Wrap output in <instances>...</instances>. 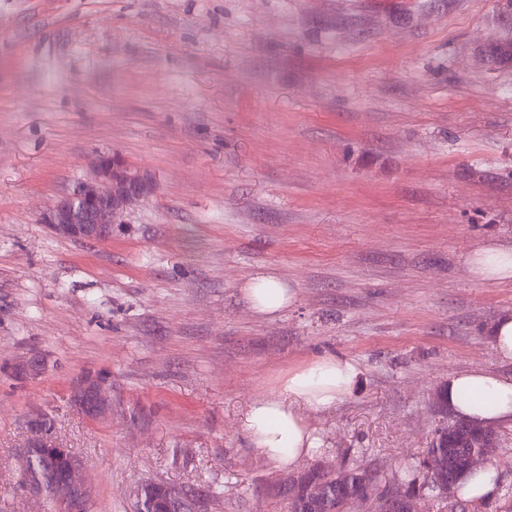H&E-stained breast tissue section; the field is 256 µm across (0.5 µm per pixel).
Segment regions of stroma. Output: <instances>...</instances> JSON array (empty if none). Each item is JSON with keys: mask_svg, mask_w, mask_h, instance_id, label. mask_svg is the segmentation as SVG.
Returning <instances> with one entry per match:
<instances>
[{"mask_svg": "<svg viewBox=\"0 0 512 512\" xmlns=\"http://www.w3.org/2000/svg\"><path fill=\"white\" fill-rule=\"evenodd\" d=\"M505 43L512 0H0V505L47 512L18 454L49 415L90 512H133L146 480L204 512H289L314 466L419 456L449 373L511 375L490 330L512 278L468 265L512 246ZM100 152L152 192L107 242L55 236L42 213ZM267 271L296 292L274 316L244 298ZM331 355L359 369L352 394L305 410L318 453L274 466L250 403ZM88 371L112 382L100 422L68 403ZM492 460L478 512L512 495L511 427Z\"/></svg>", "mask_w": 512, "mask_h": 512, "instance_id": "stroma-1", "label": "stroma"}]
</instances>
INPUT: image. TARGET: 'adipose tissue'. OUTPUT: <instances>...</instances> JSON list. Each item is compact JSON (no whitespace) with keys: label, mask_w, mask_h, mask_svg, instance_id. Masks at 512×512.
Segmentation results:
<instances>
[{"label":"adipose tissue","mask_w":512,"mask_h":512,"mask_svg":"<svg viewBox=\"0 0 512 512\" xmlns=\"http://www.w3.org/2000/svg\"><path fill=\"white\" fill-rule=\"evenodd\" d=\"M245 296L261 314H274L295 299L292 289L273 274L257 278ZM359 376L347 359L327 356L309 366L289 371L275 393L256 397L250 404L246 427L251 440L274 465H293L309 456L317 438L302 408L325 410L350 395ZM441 399L456 419L478 425H512V376L483 368L449 375Z\"/></svg>","instance_id":"ef3b65f1"}]
</instances>
